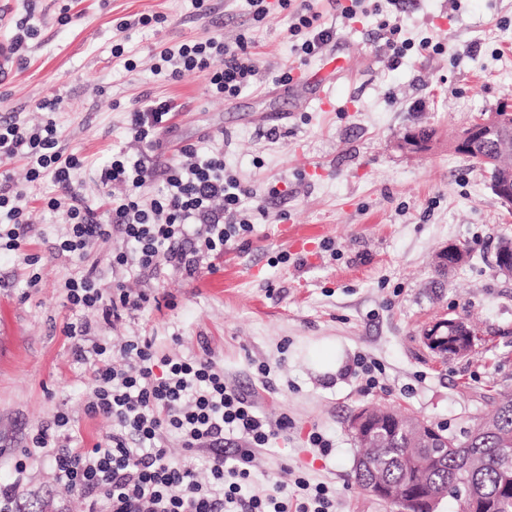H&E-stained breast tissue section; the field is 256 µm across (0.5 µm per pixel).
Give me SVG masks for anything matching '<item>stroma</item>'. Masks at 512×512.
<instances>
[{"mask_svg":"<svg viewBox=\"0 0 512 512\" xmlns=\"http://www.w3.org/2000/svg\"><path fill=\"white\" fill-rule=\"evenodd\" d=\"M210 5L198 19L189 0H0V41L24 16L37 31L25 61L0 71V114L35 124L40 100L62 97L55 119L65 153L84 161L78 178L87 204L111 208L96 172L113 151L137 156L127 113L159 98L176 106L174 132L161 135L167 157L181 160V148L198 142L223 150L227 169L263 197L247 240L230 241L195 278L168 268L150 280L113 273L112 253L126 246L117 234L91 242L82 260L59 254L66 226L63 213L45 206L56 191L51 178L32 184L25 161L5 163L26 193V254L39 258L32 269L23 256L0 252V483L20 481L21 512L85 510L50 459L15 475L37 430L60 411L82 447L112 430L111 420L86 413L93 379L64 333L77 318L91 326L89 344L146 335L173 357L210 354L227 383L294 424L277 447L257 454V475L288 487L300 471L327 483L336 512H391L355 482L359 448L347 423L357 410L390 407L458 436L489 413L493 396L512 390V277L495 267L499 241L512 239V209L497 201L489 172L449 146L476 116L512 107V0H404L388 17L413 47L396 65L379 17L351 23L322 0L323 20L337 30L327 50L346 67L329 87L330 108L314 102L302 112L276 82L292 58L285 15L273 12L256 28L236 0ZM143 14L167 22L131 31L125 48L137 68L129 73L112 56L113 28ZM248 28L257 86L233 101L210 97L204 74L168 81L151 73L158 43L209 34L231 41ZM424 39L442 52H418ZM422 126L436 132L429 149H401L399 138ZM271 185L279 196H267ZM451 245L468 256L439 271L434 255ZM91 269L101 287L120 278L131 291H154L159 306L113 323L93 310L73 314L64 284ZM33 270L41 275L34 288ZM443 316L474 328L468 355L445 359L424 345V330ZM329 342L346 364L333 375L314 368ZM359 356L381 365L376 388L351 373ZM262 363L271 368L267 385ZM314 428L331 440L328 455L305 448Z\"/></svg>","mask_w":512,"mask_h":512,"instance_id":"1","label":"stroma"}]
</instances>
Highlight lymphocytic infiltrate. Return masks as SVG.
<instances>
[{"label": "lymphocytic infiltrate", "instance_id": "obj_1", "mask_svg": "<svg viewBox=\"0 0 512 512\" xmlns=\"http://www.w3.org/2000/svg\"><path fill=\"white\" fill-rule=\"evenodd\" d=\"M275 7L288 13L292 50L300 63L319 58L335 39V30L321 22L317 0H241L242 11L258 23ZM251 44L243 34L231 43L216 34L164 45L154 55L152 72L169 80L205 74L209 95L229 102L255 83ZM61 103L57 96L41 100L43 118L33 126L0 116V165L24 159L28 182L48 176L58 187L47 206L66 214L59 253L82 258L89 241H106L118 232L130 248L113 253V269L145 276L170 266L192 278L230 240L253 232L254 212L248 204L255 194L227 171L223 152L198 158L189 145L185 151L193 155L192 163L161 162L159 134L168 129L175 110L162 99L129 110L131 138L144 154L133 160L120 150L100 167V184L121 188L122 194L108 213H98L78 188L81 160L60 147L54 114ZM159 176L165 189L150 194ZM23 198L9 172L0 168V250L24 255L33 266L36 258L24 254L30 218ZM150 303V294L130 292L120 282L102 289L91 272L66 284L65 304L71 311L94 309L107 322ZM92 353L89 411L111 419V433L90 448L61 445L53 432L69 422L61 412L53 427L32 440L34 448L50 456L58 477L82 492L86 512H335L336 493L327 484L296 478L300 495L293 502L279 484L254 485L255 450L269 447L292 422L263 414L250 394L226 382L212 357H171L160 353L150 336L99 343ZM171 437L187 453H206L208 481H199L190 467L170 459L166 442Z\"/></svg>", "mask_w": 512, "mask_h": 512}]
</instances>
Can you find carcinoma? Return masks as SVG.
<instances>
[{
  "label": "carcinoma",
  "instance_id": "cac0c4a2",
  "mask_svg": "<svg viewBox=\"0 0 512 512\" xmlns=\"http://www.w3.org/2000/svg\"><path fill=\"white\" fill-rule=\"evenodd\" d=\"M512 132L506 131L499 143H478L475 152L485 159L495 182L512 166L503 161L512 148ZM420 421L402 418L388 410L382 411L376 422L378 446L363 449L367 459L364 468L355 472L362 486L383 482L394 489L395 497L388 501L396 512H404V499L414 488L423 485L446 497L444 491L457 482L465 483L488 504L490 512H512V481L505 478L503 464L512 462V394L503 393L493 403V411L483 425L488 431L477 436L465 434L464 441L448 436V447L441 458L426 465L415 456L419 443L414 428Z\"/></svg>",
  "mask_w": 512,
  "mask_h": 512
}]
</instances>
